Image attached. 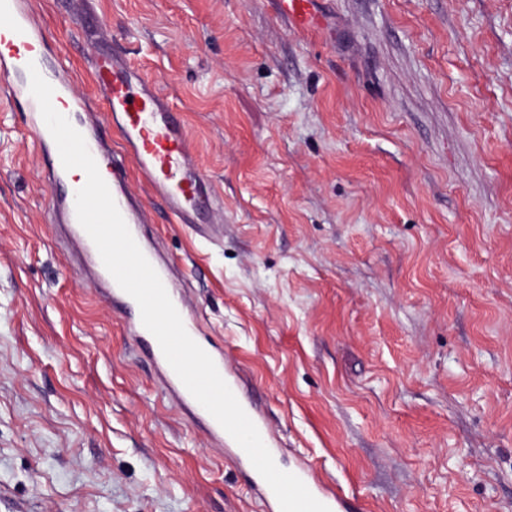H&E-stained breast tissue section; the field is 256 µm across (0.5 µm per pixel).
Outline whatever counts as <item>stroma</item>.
<instances>
[{"mask_svg": "<svg viewBox=\"0 0 512 512\" xmlns=\"http://www.w3.org/2000/svg\"><path fill=\"white\" fill-rule=\"evenodd\" d=\"M95 0L224 201L144 244L354 512H512V0ZM87 98L92 44L34 0ZM0 104V512H266L50 223ZM281 16L298 31L311 32L319 27L314 13L315 0H272Z\"/></svg>", "mask_w": 512, "mask_h": 512, "instance_id": "stroma-1", "label": "stroma"}]
</instances>
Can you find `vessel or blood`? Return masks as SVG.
Returning a JSON list of instances; mask_svg holds the SVG:
<instances>
[{"label": "vessel or blood", "mask_w": 512, "mask_h": 512, "mask_svg": "<svg viewBox=\"0 0 512 512\" xmlns=\"http://www.w3.org/2000/svg\"><path fill=\"white\" fill-rule=\"evenodd\" d=\"M281 16L296 30L311 32L318 23L314 0H276ZM0 16L6 23L0 27V101L23 112L26 123L35 131L43 150L44 181L54 188L64 183L66 194H54L50 204V221L68 225L71 235L91 257L99 252L80 225L75 209V195L84 177H72L61 162L57 145L41 115L37 100L30 92L29 66H36L41 76L54 88V108L65 115L75 129L87 137V147L99 172L108 185L113 199L132 236H139L140 227L147 221L146 212L132 189L129 171H137L139 179L164 204L172 223H195L200 209L215 213L223 204L213 192L205 174L194 162L195 146L178 118L177 109L149 84L117 52L98 49L96 61L89 73L113 129L119 136L116 149L89 138V128L81 115L90 111L89 100L77 92L69 69H48L46 60L50 43L35 15L31 0H0ZM106 283L104 296L108 302L131 307L128 318L132 336L142 343L149 358L161 365L168 384L187 404L195 399L167 365L156 338L144 327L136 302L124 292L107 269H100ZM168 294L181 316L190 337H197L198 326L188 310L184 295L170 287ZM294 473L312 495L329 507L330 512H350L348 498L329 487L310 464H302Z\"/></svg>", "instance_id": "obj_1"}]
</instances>
